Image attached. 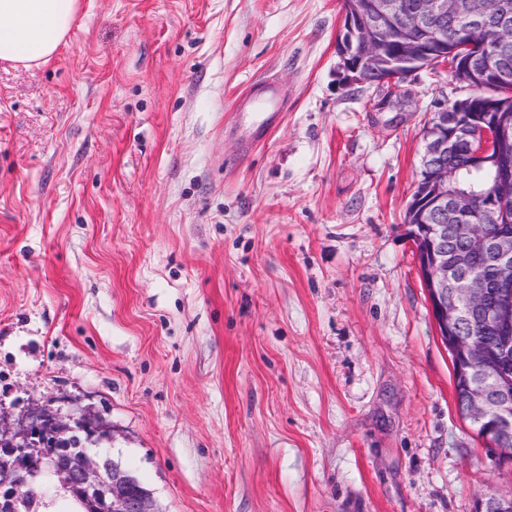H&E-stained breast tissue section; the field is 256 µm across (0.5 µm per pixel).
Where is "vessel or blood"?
Here are the masks:
<instances>
[{
    "label": "vessel or blood",
    "mask_w": 512,
    "mask_h": 512,
    "mask_svg": "<svg viewBox=\"0 0 512 512\" xmlns=\"http://www.w3.org/2000/svg\"><path fill=\"white\" fill-rule=\"evenodd\" d=\"M240 137L242 153H249L255 146L266 141L270 133L284 118V101L277 88L269 83L254 84L241 100Z\"/></svg>",
    "instance_id": "vessel-or-blood-1"
}]
</instances>
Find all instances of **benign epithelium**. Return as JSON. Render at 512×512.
Here are the masks:
<instances>
[{"label": "benign epithelium", "instance_id": "1", "mask_svg": "<svg viewBox=\"0 0 512 512\" xmlns=\"http://www.w3.org/2000/svg\"><path fill=\"white\" fill-rule=\"evenodd\" d=\"M404 10L402 0H377L369 16H345L344 29L337 39L343 84H367L372 70L382 62L396 66L402 75L424 67L426 40L418 34L421 21L433 23V36L442 39L448 17L476 16L482 4L478 0H421L413 21L405 26L393 49L380 29L385 21ZM364 26L372 31V37L358 49L354 40ZM482 70L489 76V82L484 84L487 94L495 86L512 84V71L502 66L497 55L484 56ZM471 111L473 98L456 100L436 112L428 125L421 156L428 196L423 201L418 196L411 200L408 220L424 225V235L416 238L415 250L438 334L454 337L455 351L464 357L471 371L466 416L477 425L492 420V429L483 431V437L497 455L512 461V376L490 369L486 347L470 336L460 335L462 325L475 320L498 335L500 356L512 354V234L504 231L492 240L483 226L485 222L498 223V200L512 195V161L502 160L493 191L485 196L481 223L469 225L466 231L465 249L453 262L448 261L444 249L454 220L473 209L470 193L448 190V182L456 179L457 171L448 168L444 160L464 148L474 162L485 164L495 154L497 144L512 138V122L507 118L493 112L477 117ZM34 428L48 430L56 445L53 452L41 457L36 470L48 471L67 488L75 487L88 497H98L104 512H153L152 500L135 491L130 477L117 473L109 483L103 477L100 456H74L72 425L45 412L32 414L17 432L0 438L5 454L13 459L0 469V487L8 488L0 501V512H16L21 501L19 487L27 483V478L20 475L17 462L27 458ZM511 509V499L495 495L479 499L477 506V512Z\"/></svg>", "mask_w": 512, "mask_h": 512}]
</instances>
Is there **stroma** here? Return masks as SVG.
Returning <instances> with one entry per match:
<instances>
[{
    "label": "stroma",
    "instance_id": "stroma-1",
    "mask_svg": "<svg viewBox=\"0 0 512 512\" xmlns=\"http://www.w3.org/2000/svg\"><path fill=\"white\" fill-rule=\"evenodd\" d=\"M341 0H80L0 62V433L89 416L156 512H475L405 222L448 64L342 87ZM288 110L237 164L240 95Z\"/></svg>",
    "mask_w": 512,
    "mask_h": 512
}]
</instances>
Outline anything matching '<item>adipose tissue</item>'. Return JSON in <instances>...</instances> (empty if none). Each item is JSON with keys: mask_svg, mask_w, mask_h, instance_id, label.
I'll return each instance as SVG.
<instances>
[{"mask_svg": "<svg viewBox=\"0 0 512 512\" xmlns=\"http://www.w3.org/2000/svg\"><path fill=\"white\" fill-rule=\"evenodd\" d=\"M79 0H0V61L39 65L73 26Z\"/></svg>", "mask_w": 512, "mask_h": 512, "instance_id": "adipose-tissue-1", "label": "adipose tissue"}]
</instances>
